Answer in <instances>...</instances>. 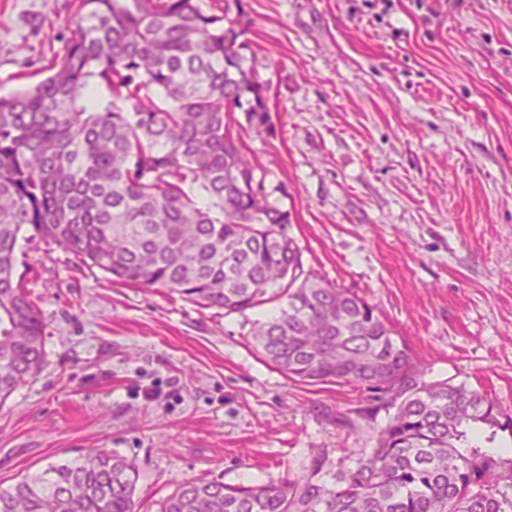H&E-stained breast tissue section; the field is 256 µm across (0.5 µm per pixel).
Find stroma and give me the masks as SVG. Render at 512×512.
Wrapping results in <instances>:
<instances>
[{"label":"stroma","instance_id":"stroma-1","mask_svg":"<svg viewBox=\"0 0 512 512\" xmlns=\"http://www.w3.org/2000/svg\"><path fill=\"white\" fill-rule=\"evenodd\" d=\"M248 3L273 132H244L243 151L288 210L304 271L376 306L425 381L512 410V0ZM73 11L0 0V95L45 78ZM15 273L45 360L0 405L1 483L105 447L137 468L135 512H158L183 480L301 477L321 453L350 467L385 422L361 416L363 385L266 364L249 336L259 310L116 283L37 237Z\"/></svg>","mask_w":512,"mask_h":512}]
</instances>
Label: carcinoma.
Masks as SVG:
<instances>
[{
    "instance_id": "1",
    "label": "carcinoma",
    "mask_w": 512,
    "mask_h": 512,
    "mask_svg": "<svg viewBox=\"0 0 512 512\" xmlns=\"http://www.w3.org/2000/svg\"><path fill=\"white\" fill-rule=\"evenodd\" d=\"M76 0L78 21L46 78L0 96V403L37 375L45 322L15 278L24 233L115 279L166 288L225 314L270 302L249 335L309 384L366 385L387 416L372 448L334 473L325 458L278 482L186 480L161 512H512V412L486 394L426 382L375 306L303 275L288 211L231 127L272 130L269 82L250 50L249 5ZM138 472L88 448L10 486L0 512H133Z\"/></svg>"
}]
</instances>
